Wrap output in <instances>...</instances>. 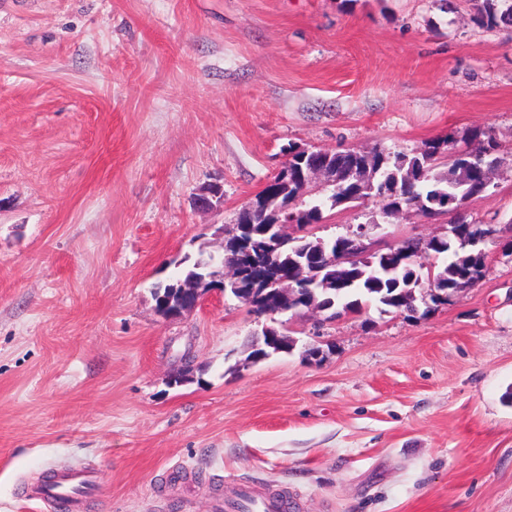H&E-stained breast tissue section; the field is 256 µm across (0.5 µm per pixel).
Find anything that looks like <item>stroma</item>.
<instances>
[{
    "label": "stroma",
    "mask_w": 512,
    "mask_h": 512,
    "mask_svg": "<svg viewBox=\"0 0 512 512\" xmlns=\"http://www.w3.org/2000/svg\"><path fill=\"white\" fill-rule=\"evenodd\" d=\"M469 0H0V512L84 466V512H212L240 486L299 512H512V28ZM499 145L463 211L484 277L429 312L301 311L291 352L220 291L155 310L175 261L294 144ZM224 208L202 210V186ZM335 214L329 240L381 219ZM320 347L322 357L306 351ZM192 382L169 379L184 364Z\"/></svg>",
    "instance_id": "stroma-1"
}]
</instances>
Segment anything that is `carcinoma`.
I'll use <instances>...</instances> for the list:
<instances>
[{"label":"carcinoma","instance_id":"carcinoma-1","mask_svg":"<svg viewBox=\"0 0 512 512\" xmlns=\"http://www.w3.org/2000/svg\"><path fill=\"white\" fill-rule=\"evenodd\" d=\"M472 21L479 27L493 29L512 26V0H470ZM497 145L480 130L453 141L437 139L426 142L412 154L395 153L384 149L371 152L346 149L330 155L309 150L295 156L288 167V181L276 177L273 188H264L256 194L263 197L268 191L285 192L284 198L293 203L291 211L302 214L299 224L315 230L326 221L324 211L338 207L351 208L366 199L381 205L384 217L406 216L412 211L442 215L465 207L471 199L479 198L490 186L489 171L496 159L492 158ZM336 164L339 188H330L325 200L302 198L301 170L312 164ZM282 215L273 210H240L236 223L247 224L257 230L263 224H275ZM311 235L305 242H295L280 255L279 262L266 270L265 285L275 288V283L290 275L298 251L317 241ZM408 257L420 250L426 256L444 255L447 262L434 268V275L448 278V293L458 288H469L482 279L487 255L464 247L450 238L442 244L408 238L396 245ZM406 264L399 266L376 259L360 260L348 267L332 266L315 271L311 278L319 287L314 289L318 300H331V311L360 313L374 305L387 312L395 308L399 293L418 283L407 281ZM201 275L197 264H189L157 287L164 295L179 283Z\"/></svg>","mask_w":512,"mask_h":512}]
</instances>
